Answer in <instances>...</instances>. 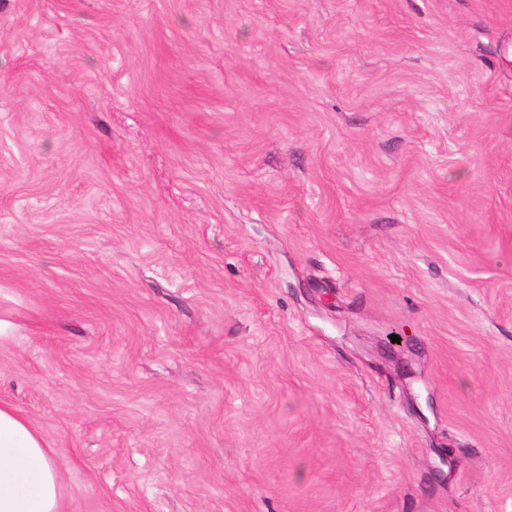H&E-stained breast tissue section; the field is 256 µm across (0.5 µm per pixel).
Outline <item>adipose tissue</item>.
I'll return each instance as SVG.
<instances>
[{"label":"adipose tissue","instance_id":"obj_1","mask_svg":"<svg viewBox=\"0 0 512 512\" xmlns=\"http://www.w3.org/2000/svg\"><path fill=\"white\" fill-rule=\"evenodd\" d=\"M0 512H65L63 470L49 440L0 401Z\"/></svg>","mask_w":512,"mask_h":512}]
</instances>
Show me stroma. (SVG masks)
<instances>
[{
	"label": "stroma",
	"mask_w": 512,
	"mask_h": 512,
	"mask_svg": "<svg viewBox=\"0 0 512 512\" xmlns=\"http://www.w3.org/2000/svg\"><path fill=\"white\" fill-rule=\"evenodd\" d=\"M0 311L66 512H512V0H0Z\"/></svg>",
	"instance_id": "1"
}]
</instances>
